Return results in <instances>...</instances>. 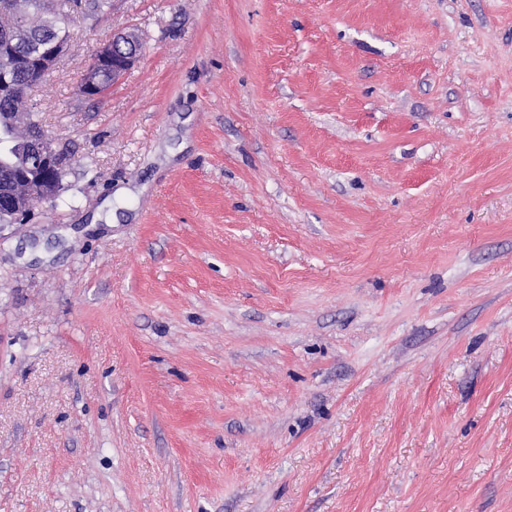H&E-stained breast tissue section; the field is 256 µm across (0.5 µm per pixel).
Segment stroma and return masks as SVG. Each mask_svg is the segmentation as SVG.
Listing matches in <instances>:
<instances>
[{"instance_id":"obj_1","label":"stroma","mask_w":512,"mask_h":512,"mask_svg":"<svg viewBox=\"0 0 512 512\" xmlns=\"http://www.w3.org/2000/svg\"><path fill=\"white\" fill-rule=\"evenodd\" d=\"M71 33L26 96L64 190L0 224V512H512V0ZM141 45L140 36L133 31L113 33L112 41L96 47L93 51L88 72H86L79 85V92L84 94L89 83L94 85V83L89 82L88 78L101 66L103 61L111 58L112 86L118 83L138 62L141 55Z\"/></svg>"}]
</instances>
